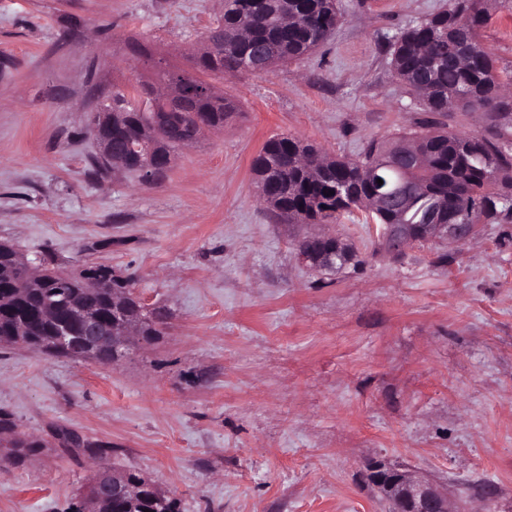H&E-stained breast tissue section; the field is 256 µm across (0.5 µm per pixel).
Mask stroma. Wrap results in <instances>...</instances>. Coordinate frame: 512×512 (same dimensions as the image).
Listing matches in <instances>:
<instances>
[{"mask_svg":"<svg viewBox=\"0 0 512 512\" xmlns=\"http://www.w3.org/2000/svg\"><path fill=\"white\" fill-rule=\"evenodd\" d=\"M336 4L341 25L304 59L210 77L235 114L156 184L91 175L89 113L187 68L224 0H0V242L110 267L171 314L113 365L0 347V411L44 443L12 462L0 446V512H68L101 464L178 512H387L375 462L469 489L463 512H512V223L395 258L367 208L280 224L260 198L251 164L275 135L336 159L419 129L512 142V114L424 112L393 73L389 43L448 0ZM488 9L512 102V0ZM324 233L359 264L306 265L295 238Z\"/></svg>","mask_w":512,"mask_h":512,"instance_id":"stroma-1","label":"stroma"}]
</instances>
